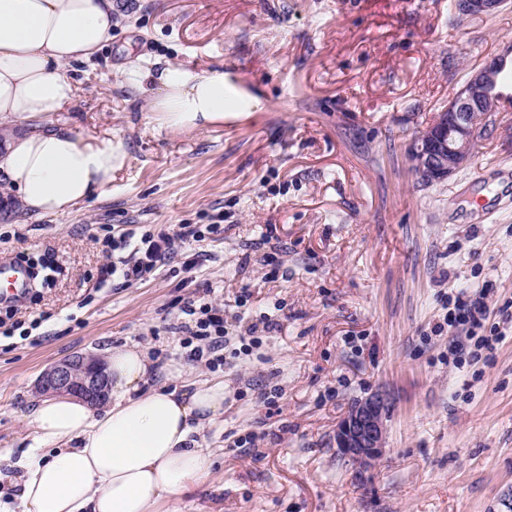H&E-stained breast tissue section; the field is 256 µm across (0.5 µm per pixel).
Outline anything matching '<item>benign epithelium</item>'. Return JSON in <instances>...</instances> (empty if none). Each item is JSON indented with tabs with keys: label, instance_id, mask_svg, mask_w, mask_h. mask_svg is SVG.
<instances>
[{
	"label": "benign epithelium",
	"instance_id": "1",
	"mask_svg": "<svg viewBox=\"0 0 512 512\" xmlns=\"http://www.w3.org/2000/svg\"><path fill=\"white\" fill-rule=\"evenodd\" d=\"M508 0H454L460 17L490 16ZM500 60L494 59L473 71L465 83L435 113L431 123L406 144L410 168L422 183L447 180L467 166L476 141L477 122L499 111L491 88L496 84ZM111 381L106 367L94 356L73 354L47 367L38 390L42 394H68L94 405L108 400ZM390 397L373 391L356 400L336 425L337 453L357 465L358 473L371 470L385 452Z\"/></svg>",
	"mask_w": 512,
	"mask_h": 512
}]
</instances>
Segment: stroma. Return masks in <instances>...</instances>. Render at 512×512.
I'll use <instances>...</instances> for the list:
<instances>
[{
	"mask_svg": "<svg viewBox=\"0 0 512 512\" xmlns=\"http://www.w3.org/2000/svg\"><path fill=\"white\" fill-rule=\"evenodd\" d=\"M112 41L74 78L58 118L77 136L111 132L127 154L101 197L24 215L0 184V256L46 282L18 304L39 321L0 337V448L32 443L25 415L46 366L136 344L191 377L223 379L224 420L200 433L222 491L177 512H501L512 491V336L454 364L442 321L451 289L489 286V325L512 314V107L471 162L423 185L406 142L471 71L512 65V4L457 19L448 0H118ZM238 78L265 99L191 133L161 129L120 70L156 62ZM145 279L100 284L112 240L210 223ZM212 288L230 355L188 359L180 300ZM252 316L278 329L251 337ZM393 400L386 451L365 476L334 432L374 390Z\"/></svg>",
	"mask_w": 512,
	"mask_h": 512,
	"instance_id": "stroma-1",
	"label": "stroma"
}]
</instances>
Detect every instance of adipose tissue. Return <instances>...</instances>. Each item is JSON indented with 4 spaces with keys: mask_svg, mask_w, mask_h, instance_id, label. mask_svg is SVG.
Listing matches in <instances>:
<instances>
[{
    "mask_svg": "<svg viewBox=\"0 0 512 512\" xmlns=\"http://www.w3.org/2000/svg\"><path fill=\"white\" fill-rule=\"evenodd\" d=\"M115 0H0V177L25 213H67L103 193L126 154L108 139H78L54 121L73 101L69 73L112 40ZM148 95L159 125L201 130L228 112H259L263 99L223 73L180 65L122 72ZM152 360L136 346L113 349L111 403L40 401L27 420L33 445L20 457L0 448V468L18 469L20 512H172L185 493L214 484V453L198 435L224 414V381L186 380L170 367L152 382Z\"/></svg>",
    "mask_w": 512,
    "mask_h": 512,
    "instance_id": "obj_1",
    "label": "adipose tissue"
}]
</instances>
